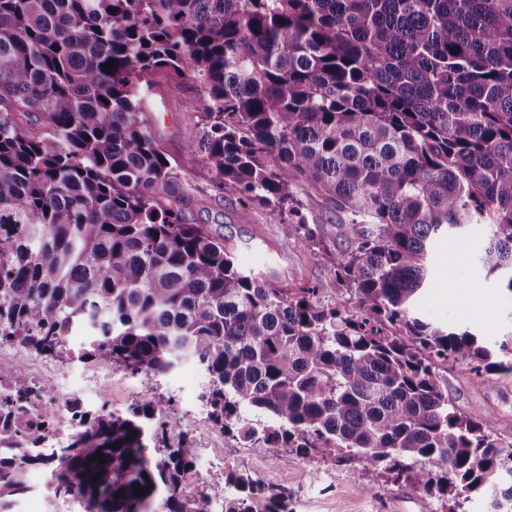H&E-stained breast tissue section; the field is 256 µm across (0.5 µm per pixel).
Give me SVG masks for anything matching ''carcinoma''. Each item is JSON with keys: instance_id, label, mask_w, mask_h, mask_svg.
<instances>
[{"instance_id": "obj_1", "label": "carcinoma", "mask_w": 512, "mask_h": 512, "mask_svg": "<svg viewBox=\"0 0 512 512\" xmlns=\"http://www.w3.org/2000/svg\"><path fill=\"white\" fill-rule=\"evenodd\" d=\"M161 68L203 92L177 157L141 88ZM199 165L243 218L278 213L333 302L191 221ZM303 185L350 222L309 223ZM480 222L479 265L512 294V0H0V342L54 359L79 335L82 356L155 375L198 359L226 458L362 460L368 490L385 474L449 512L475 493L512 512V436L448 395L457 365L512 375V342L416 311L432 247ZM167 411L147 392L59 456L0 459V505L39 466L86 512H208L183 495L192 451H149ZM227 482L224 512H290L247 472Z\"/></svg>"}]
</instances>
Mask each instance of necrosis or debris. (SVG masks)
<instances>
[{
	"label": "necrosis or debris",
	"mask_w": 512,
	"mask_h": 512,
	"mask_svg": "<svg viewBox=\"0 0 512 512\" xmlns=\"http://www.w3.org/2000/svg\"><path fill=\"white\" fill-rule=\"evenodd\" d=\"M0 360L11 367L10 374L0 377V417L10 416L17 432L11 442L0 444V458H14L34 447L42 452L65 447L86 425L89 401L66 387L36 356L18 347L0 346ZM18 378L24 379L30 390L21 402L13 398Z\"/></svg>",
	"instance_id": "4bbe7bcc"
}]
</instances>
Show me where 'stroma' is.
<instances>
[{
    "instance_id": "stroma-1",
    "label": "stroma",
    "mask_w": 512,
    "mask_h": 512,
    "mask_svg": "<svg viewBox=\"0 0 512 512\" xmlns=\"http://www.w3.org/2000/svg\"><path fill=\"white\" fill-rule=\"evenodd\" d=\"M148 81L146 97L154 112L153 130L168 153L179 154L197 130L198 116L191 104L200 98V88L189 78L168 72L150 74ZM189 181L193 196L188 212L194 223L204 225L214 238L223 241L241 266H259L268 278L291 288L324 285V299L332 298V291L326 287L327 269L300 247L283 240L276 214L259 208L251 219H242L236 195L213 186L205 170H196ZM484 240V227L476 224L465 235L434 246L430 258L432 281L419 309L428 317L465 327L498 344L512 340V296L479 267L477 255ZM452 279L461 281V288L449 290ZM81 347V342H74L66 360L53 363L54 368L64 370L69 386L96 397L101 407L113 402L127 404L137 398L143 389L141 375L105 358L81 359ZM96 375L107 377L108 392L98 394L87 387L86 378ZM205 382V373L191 359L158 376L155 393L170 400V417L177 424L176 430L167 432L166 444L194 448L203 443V429L194 418L193 408ZM448 393L474 417L495 413L496 429L512 435V377L490 387L458 366L448 373ZM241 469L284 490L293 512H386L397 494L405 500L406 512H418L422 504L428 512L438 508L433 498L406 483L384 481L373 490H365L363 463L347 468L317 458L303 459L286 450L278 451L276 459L267 463L259 449H241L237 458L226 461L223 471L213 475L212 481L223 483L226 471Z\"/></svg>"
}]
</instances>
